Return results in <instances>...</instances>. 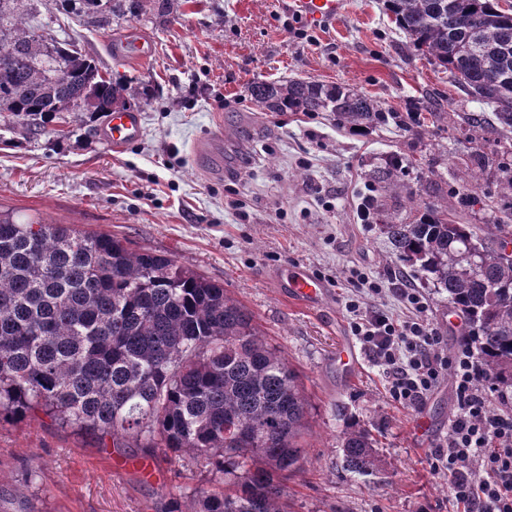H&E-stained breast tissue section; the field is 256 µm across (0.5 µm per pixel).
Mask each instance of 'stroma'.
<instances>
[{
	"label": "stroma",
	"mask_w": 512,
	"mask_h": 512,
	"mask_svg": "<svg viewBox=\"0 0 512 512\" xmlns=\"http://www.w3.org/2000/svg\"><path fill=\"white\" fill-rule=\"evenodd\" d=\"M24 5L40 33L77 39L104 75L146 82L150 93L131 105L142 116L140 139L118 152L102 119L70 116L64 134L32 137L0 114V208L173 257L223 283L253 314L311 404L303 467L287 483L289 512H450L448 479L431 471L430 452L454 415L451 383L413 410L390 399L369 354L347 375L336 362L338 346L353 338L343 284L352 272L366 274L384 289L377 307L394 312L397 289L420 288L444 350L454 351L461 318L433 286L390 261L377 218L361 221L359 210L371 196L380 212L412 222L417 207L437 200L421 184L432 178L463 190L464 154H492L512 133L489 129L470 140L464 119L484 104L414 55L383 0H345L329 25L296 22L298 36L285 29L293 20L289 0H178L164 18L106 23L81 16L77 0ZM127 39L149 44L148 58L116 53L115 43ZM289 78L363 92L400 119L358 132L331 112L264 111L248 93L254 81ZM434 103L457 122L412 136L405 126L411 109ZM213 130L224 140L218 175L192 154L194 141ZM395 155L411 161L404 181L417 190L415 203L376 182ZM497 178L495 169L483 171L485 200L457 214V223L490 232L501 216ZM296 266L326 284L319 305L303 306L280 288L278 275ZM423 417L431 423L428 441L413 434ZM352 425L376 440L381 463L373 475L344 470L338 443ZM209 479L189 453L174 460L131 441L105 448L44 416L0 423V512H195L190 491Z\"/></svg>",
	"instance_id": "1"
}]
</instances>
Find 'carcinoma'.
<instances>
[{
    "mask_svg": "<svg viewBox=\"0 0 512 512\" xmlns=\"http://www.w3.org/2000/svg\"><path fill=\"white\" fill-rule=\"evenodd\" d=\"M0 0V112L37 133L70 112L127 110L142 84L102 75L73 42L48 38ZM97 18L164 16L174 0H80ZM409 47L448 70L458 88L491 107L512 131V13L497 0H384ZM248 92L267 112H334L373 127L388 119L366 94L302 79L257 81ZM403 158L388 188L401 192ZM497 197L512 217V150L496 159ZM484 160L468 153L464 180ZM412 224L386 215L380 231L395 260L448 292L486 379L512 390V236L458 224L448 194ZM44 414L112 445L132 440L173 459L190 451L211 474L192 494L198 512H288L284 480L305 458L307 401L298 374L224 285L114 235L77 231L0 210V421ZM374 438L350 426L345 469L379 466Z\"/></svg>",
    "mask_w": 512,
    "mask_h": 512,
    "instance_id": "1",
    "label": "carcinoma"
}]
</instances>
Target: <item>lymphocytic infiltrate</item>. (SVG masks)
Masks as SVG:
<instances>
[{
  "instance_id": "1",
  "label": "lymphocytic infiltrate",
  "mask_w": 512,
  "mask_h": 512,
  "mask_svg": "<svg viewBox=\"0 0 512 512\" xmlns=\"http://www.w3.org/2000/svg\"><path fill=\"white\" fill-rule=\"evenodd\" d=\"M346 303L352 330L372 359L382 366L391 397L419 408L443 380H451L457 413L448 434L430 454L433 472L448 478V495L457 512H512V396L484 377L471 345L445 352L431 326L429 304L413 288L399 292L405 308L396 315L366 307L362 295L381 294L378 282L357 274ZM500 409H492V400Z\"/></svg>"
}]
</instances>
